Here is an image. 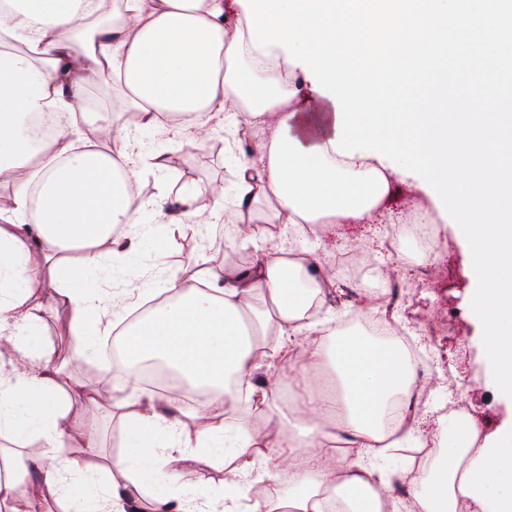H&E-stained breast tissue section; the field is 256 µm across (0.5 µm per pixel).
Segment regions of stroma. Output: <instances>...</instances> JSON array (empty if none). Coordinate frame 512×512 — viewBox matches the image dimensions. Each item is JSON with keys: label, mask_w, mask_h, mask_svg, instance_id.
<instances>
[{"label": "stroma", "mask_w": 512, "mask_h": 512, "mask_svg": "<svg viewBox=\"0 0 512 512\" xmlns=\"http://www.w3.org/2000/svg\"><path fill=\"white\" fill-rule=\"evenodd\" d=\"M114 124L136 143L139 152L168 150L171 169L160 174L143 167L137 184V205L144 221L117 229V237L133 236L141 244L139 257L122 264L110 246H102L105 265H122L116 288L128 289L127 303H134L135 288L152 287L155 280L173 275L186 278L192 264L203 256L238 266L251 264L258 250L254 243L226 248L222 229L234 221L231 200L238 180L237 159L251 155L259 144L258 138H245L233 149L211 153L206 147L189 141L187 123L159 124L146 128L130 123L126 113L113 115ZM210 183L223 185L227 201L221 217L200 212L183 218L179 195L189 194ZM394 201L384 205L377 215L381 224L398 226L406 252L402 265H394L389 253L371 250L369 234L362 224H325L310 236V243L322 246L325 269L335 271L336 286L328 295L320 317L343 323L352 313L372 314L368 297H380L386 287V273L399 271L408 289L404 305L394 316L415 331L422 352L430 357L431 371L427 377L430 397L419 403L418 414L426 415L424 437H432L437 428L438 403L456 394L465 401L469 415L478 419L484 432L492 433L512 419V405L499 399L491 386L485 385L484 362L480 352L482 330L468 314L470 280L468 276V243L456 238L451 224L440 218L433 204L412 189V181L399 177ZM181 221L180 229L170 235L163 257H155L150 242L156 233V223ZM434 265L435 272L426 285L417 280L425 265ZM40 286L29 297L30 304L39 306L44 327V339L54 364H66L77 383L99 386L105 374L96 365L83 363L71 354H61L69 345L70 325L49 302L52 281L45 272H38ZM71 414L93 423L105 440V451L119 453L123 442L120 412L110 403L99 405L74 404Z\"/></svg>", "instance_id": "1"}]
</instances>
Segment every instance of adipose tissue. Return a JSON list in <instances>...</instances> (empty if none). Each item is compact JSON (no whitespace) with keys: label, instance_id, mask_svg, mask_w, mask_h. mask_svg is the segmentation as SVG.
Returning a JSON list of instances; mask_svg holds the SVG:
<instances>
[{"label":"adipose tissue","instance_id":"ef3b65f1","mask_svg":"<svg viewBox=\"0 0 512 512\" xmlns=\"http://www.w3.org/2000/svg\"><path fill=\"white\" fill-rule=\"evenodd\" d=\"M5 3L0 44L22 49L0 48V172L14 184L0 202V335L25 373L0 381V437L14 445L0 451V512H18L22 498L33 506L54 501L63 512H127L147 483L154 491L143 512H512V421L484 437L469 416L435 434L413 472L410 508L395 499L393 474L381 462L416 440L417 422L394 412L413 392V365L398 341L314 321L331 284L318 273L314 247L283 235L245 269L201 258L191 283L160 280L161 299L142 317L120 329L102 322L112 296L103 289L100 248L114 243L117 226L140 223L130 194L140 170L111 113L85 107L87 76L113 79L121 108L139 112L147 127L186 115L200 138L220 114L236 135L268 133L258 157L242 161L234 200L253 236L267 224H368L393 192L397 173L388 160L358 152L336 161L334 113L322 114L319 130L303 126L300 110L319 94L285 81L286 51L276 49L278 67L263 68L249 36L228 33L225 15H246L239 0H123L119 23L89 31L91 0ZM56 112L71 125L110 132L113 150L72 151L63 127L45 149L28 122ZM32 208L38 220L25 223ZM39 268L57 283L52 302L82 358H94L101 337L120 331L126 363L162 362L189 392H210L224 429L207 425L205 410L185 407L178 394L141 395L125 420L122 453L102 477L89 475L66 447L77 438L84 458L100 457L98 433L70 422L80 390L52 365L39 310L25 304ZM288 344L311 386L293 420L275 387L252 383L258 364ZM248 408L263 427L243 421ZM190 420L198 430L187 431ZM339 441L349 453L335 454ZM203 462L223 465L235 496L197 494ZM258 468L282 479L286 492L254 496Z\"/></svg>","mask_w":512,"mask_h":512}]
</instances>
